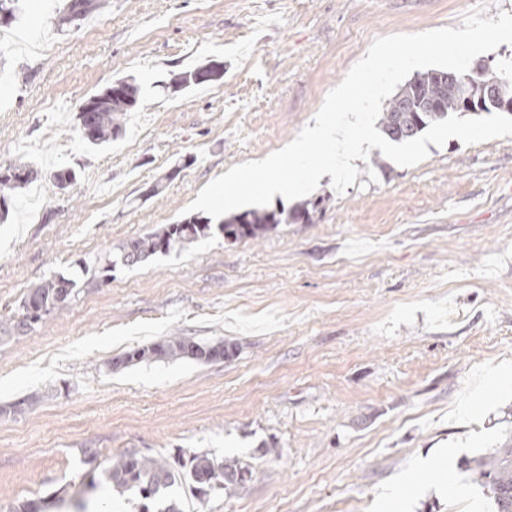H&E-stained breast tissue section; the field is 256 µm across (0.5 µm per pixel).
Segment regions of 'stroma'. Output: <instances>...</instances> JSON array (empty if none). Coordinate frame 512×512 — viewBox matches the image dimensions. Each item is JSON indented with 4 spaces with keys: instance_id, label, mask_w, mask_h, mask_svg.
I'll list each match as a JSON object with an SVG mask.
<instances>
[{
    "instance_id": "obj_1",
    "label": "stroma",
    "mask_w": 512,
    "mask_h": 512,
    "mask_svg": "<svg viewBox=\"0 0 512 512\" xmlns=\"http://www.w3.org/2000/svg\"><path fill=\"white\" fill-rule=\"evenodd\" d=\"M30 0L0 46V161L71 167L60 190L21 189L0 224V321L27 288L77 279L67 308L0 340V512L71 495L101 460L197 454L254 469L234 492L170 491L184 512H381V487L456 449L404 487L412 512H495L469 469L512 443V136L456 138L402 167L371 149L344 194L313 191L314 223L258 240L215 235L140 266L100 270L128 239L183 217L230 167L292 141L382 36L512 14V0ZM220 81L165 96L198 62ZM123 74L143 100L125 135L79 138L81 103ZM237 343L233 358L110 361L170 336Z\"/></svg>"
}]
</instances>
